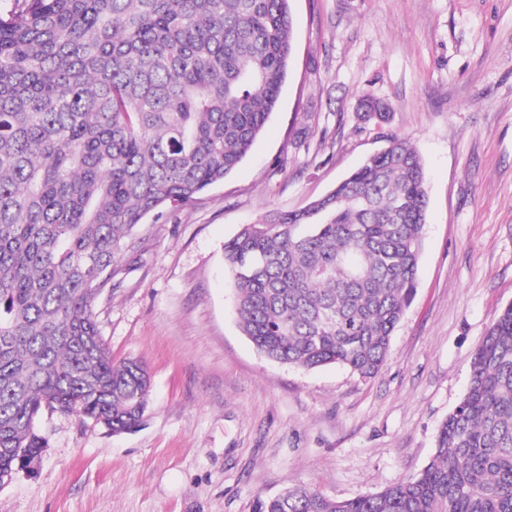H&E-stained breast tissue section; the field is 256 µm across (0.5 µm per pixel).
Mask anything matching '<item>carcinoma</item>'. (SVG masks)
<instances>
[{"mask_svg":"<svg viewBox=\"0 0 512 512\" xmlns=\"http://www.w3.org/2000/svg\"><path fill=\"white\" fill-rule=\"evenodd\" d=\"M0 9V488L48 446L44 410L141 425L150 375L93 310L135 230L246 157L288 75L290 0H10ZM360 108L380 124L386 106ZM426 174L404 139L321 198L224 244L239 325L270 361L378 373L416 284ZM259 512H512V305L416 476L347 500L293 486Z\"/></svg>","mask_w":512,"mask_h":512,"instance_id":"1","label":"carcinoma"}]
</instances>
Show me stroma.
I'll use <instances>...</instances> for the list:
<instances>
[{
	"label": "stroma",
	"mask_w": 512,
	"mask_h": 512,
	"mask_svg": "<svg viewBox=\"0 0 512 512\" xmlns=\"http://www.w3.org/2000/svg\"><path fill=\"white\" fill-rule=\"evenodd\" d=\"M294 50L249 155L192 203L142 224L96 300L114 359L150 375L120 435L58 412L37 469L0 512H255L297 483L344 500L418 474L465 394L473 355L512 305V0H290ZM386 123L364 121L363 94ZM409 139L428 174L416 288L381 370L268 361L241 333L224 243L323 196Z\"/></svg>",
	"instance_id": "stroma-1"
}]
</instances>
